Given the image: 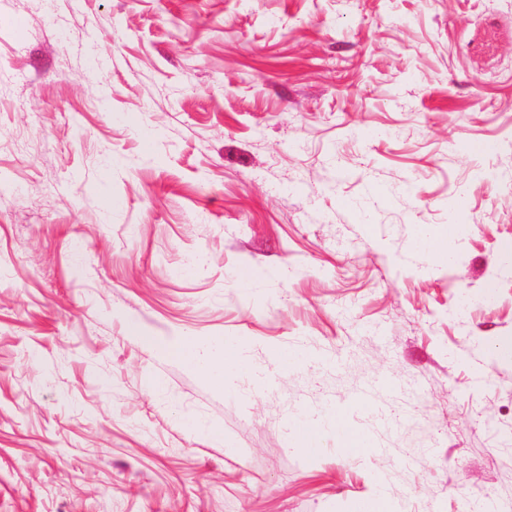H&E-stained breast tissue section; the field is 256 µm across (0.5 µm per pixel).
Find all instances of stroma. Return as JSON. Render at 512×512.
<instances>
[{
	"label": "stroma",
	"mask_w": 512,
	"mask_h": 512,
	"mask_svg": "<svg viewBox=\"0 0 512 512\" xmlns=\"http://www.w3.org/2000/svg\"><path fill=\"white\" fill-rule=\"evenodd\" d=\"M508 245L512 0H0V512H512ZM211 349L209 341L188 339L177 346L171 347L169 351L186 364L200 368L208 378L220 380L224 372V357L226 362L229 347H226L224 351V346H221V361L219 364L212 362Z\"/></svg>",
	"instance_id": "35a3bbf8"
}]
</instances>
